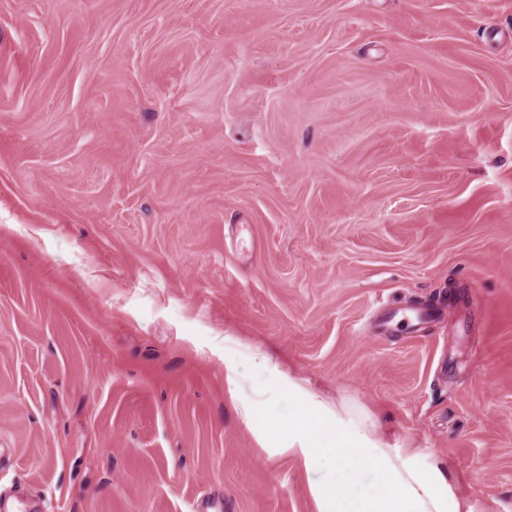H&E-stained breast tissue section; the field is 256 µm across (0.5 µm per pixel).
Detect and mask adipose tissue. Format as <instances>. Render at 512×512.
<instances>
[{"mask_svg":"<svg viewBox=\"0 0 512 512\" xmlns=\"http://www.w3.org/2000/svg\"><path fill=\"white\" fill-rule=\"evenodd\" d=\"M252 361L287 395L293 411L285 426L271 429L254 405L238 399V371L229 363L228 396L270 455L289 456L308 472L332 469L333 479L309 484L320 512H483L460 490L449 461L416 441H399L357 398L329 397L302 376L281 372L267 353L255 352Z\"/></svg>","mask_w":512,"mask_h":512,"instance_id":"obj_1","label":"adipose tissue"}]
</instances>
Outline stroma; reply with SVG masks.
Segmentation results:
<instances>
[{"instance_id":"1","label":"stroma","mask_w":512,"mask_h":512,"mask_svg":"<svg viewBox=\"0 0 512 512\" xmlns=\"http://www.w3.org/2000/svg\"><path fill=\"white\" fill-rule=\"evenodd\" d=\"M255 350L512 512V0H0V492L318 512Z\"/></svg>"}]
</instances>
